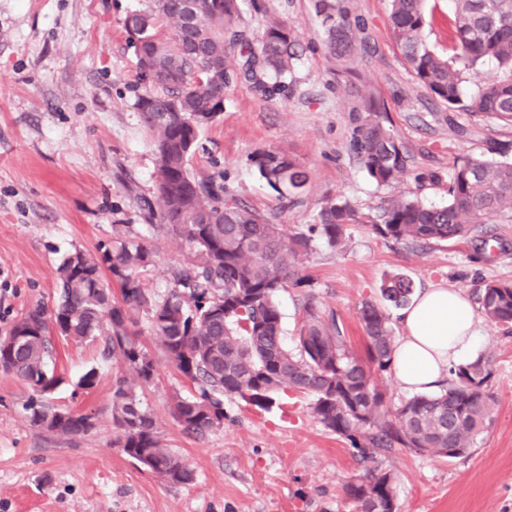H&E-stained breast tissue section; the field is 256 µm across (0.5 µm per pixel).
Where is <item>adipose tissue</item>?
I'll use <instances>...</instances> for the list:
<instances>
[{"instance_id": "1", "label": "adipose tissue", "mask_w": 512, "mask_h": 512, "mask_svg": "<svg viewBox=\"0 0 512 512\" xmlns=\"http://www.w3.org/2000/svg\"><path fill=\"white\" fill-rule=\"evenodd\" d=\"M393 370L406 390H433L451 368L472 360L479 345L475 308L458 290L432 286L419 292L401 315Z\"/></svg>"}]
</instances>
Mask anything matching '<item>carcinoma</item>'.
Instances as JSON below:
<instances>
[{"instance_id":"carcinoma-1","label":"carcinoma","mask_w":512,"mask_h":512,"mask_svg":"<svg viewBox=\"0 0 512 512\" xmlns=\"http://www.w3.org/2000/svg\"><path fill=\"white\" fill-rule=\"evenodd\" d=\"M242 2L147 0L145 9L128 16L131 44L149 79L138 101L145 102L139 112L155 146L157 206L147 204L145 232L127 224L94 254L75 249L62 256L54 306L36 305L12 325L22 338L0 345V369L29 386L25 410L33 426L59 435L85 434L93 426L45 404L61 383L51 367L55 332L48 317L55 318L65 339L101 341L103 353L131 373L115 380L113 444L140 463L164 466L170 483H189L193 471L165 448L153 413L137 397L136 388L155 376L152 355L132 330L143 314L167 360L195 388L193 395L172 399L171 414L184 433L203 436L222 426L226 396L268 410L290 393L305 395L319 423L345 439L361 461L372 463L346 484L347 498L358 512H395L397 476L374 466L376 456L395 448L463 456L492 422L490 358L480 355L455 367L436 394L394 404L377 375L391 369L396 336L387 307L409 302L414 285L408 276L388 278L381 301L362 302V355L349 344L337 313L310 302L303 307L294 348L286 347L278 297L290 286H309L301 258L317 241L340 245L352 224L396 243L461 241L486 249L498 240L484 229L488 219L512 223V160L462 158L442 207L423 205L412 191L390 197L373 213L359 212L346 199H329L307 231L288 233L228 197L224 180L198 179L189 169L199 129L224 111L232 79L251 80L272 95L285 88L299 57L293 29L277 20L253 42L242 26ZM454 4V55L444 58L425 42L423 0H390V26L408 69L446 109L512 126V0ZM315 10L330 52L339 60L353 57L364 22L352 15L350 0H315ZM166 26L172 28L169 35L160 32ZM232 48L239 50L235 66L228 60ZM487 61L497 63L502 77L463 96L467 76ZM353 148L380 186L394 185L411 161L378 112L357 127ZM250 163L285 199L298 195L309 180L281 150H257ZM160 233L194 249L192 266L168 270L171 289L163 296L140 277L153 258L146 240ZM477 304L491 325L512 334V282H485Z\"/></svg>"}]
</instances>
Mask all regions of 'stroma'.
Instances as JSON below:
<instances>
[{
    "instance_id": "obj_1",
    "label": "stroma",
    "mask_w": 512,
    "mask_h": 512,
    "mask_svg": "<svg viewBox=\"0 0 512 512\" xmlns=\"http://www.w3.org/2000/svg\"><path fill=\"white\" fill-rule=\"evenodd\" d=\"M252 39L277 19L290 25L302 55L288 89L266 97L239 79L224 111L199 134L189 162L199 178L223 176L233 198L297 232L326 200L349 199L376 211L392 190L376 184L353 150L366 102L387 119L412 162L400 189L420 201H448L446 179L466 155L497 159L491 141L512 142V128L448 111L409 73L389 22V0H354L368 52L340 63L324 43L313 0H247ZM146 0H0V334L29 308L52 306L57 266L68 251H95L118 224L145 221L143 200L156 196L155 147L137 100L144 84L126 19ZM426 40L450 48L451 0H427ZM259 149H280L308 172L297 204L287 205L252 168ZM433 172L437 181H423ZM502 246L491 257L461 242L421 247L384 241L351 225L342 247L316 244L303 259L307 288L279 295L286 342H293L306 302L335 311L356 351L364 339L358 309L401 273L415 286H445L476 295L484 281H512V223L491 222ZM145 284L165 293L167 270L190 265L180 240H153ZM136 329L156 373L138 396L157 419L167 447L190 466L193 482L173 485L114 446L112 395L119 369L100 343L54 342L61 385L50 403L96 414L88 433L58 436L32 426L26 383L0 371V512H355L344 487L362 468L348 443L326 430L307 399L264 411L224 400L222 427L196 437L170 413L174 394L193 388L168 362L147 319ZM480 353L490 356L496 405L488 430L462 457L395 451L377 457L398 474L397 512H512V335L480 322ZM89 392L77 388L88 369Z\"/></svg>"
}]
</instances>
